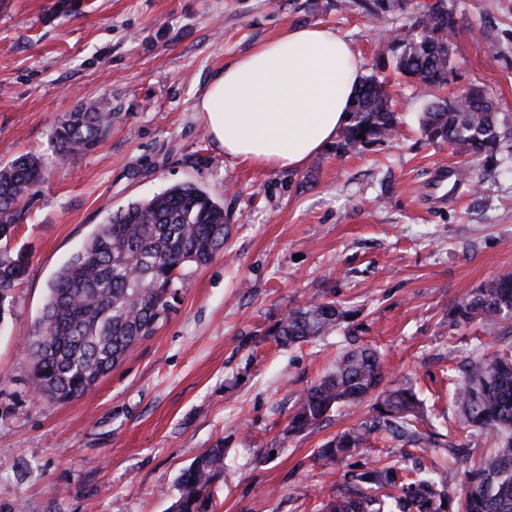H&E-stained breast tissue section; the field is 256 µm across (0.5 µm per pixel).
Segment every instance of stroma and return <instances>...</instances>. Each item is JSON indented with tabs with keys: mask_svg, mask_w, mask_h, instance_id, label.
<instances>
[{
	"mask_svg": "<svg viewBox=\"0 0 512 512\" xmlns=\"http://www.w3.org/2000/svg\"><path fill=\"white\" fill-rule=\"evenodd\" d=\"M458 19L446 96L489 92L512 120V0H449ZM349 39L364 73L380 47L358 0H0V159L39 155L46 181L26 198L13 248L27 274L0 322V512H170L176 479L224 445L209 512H319L343 474L397 460L433 468L439 449L373 440L332 466L317 451L370 415L341 408L287 432L297 396L330 371L348 337L376 348L383 387L408 381L440 429L461 428L450 361L498 347L494 330L449 329L448 309L512 272V172L428 143V92L388 75L401 119L395 140L341 154L327 147L298 172L225 157L196 108L224 65L291 26ZM106 101L109 134L64 161L54 124ZM458 173L445 205L425 190L441 166ZM190 182L224 205L228 233L192 269L155 333L83 396L37 399L25 339L55 272L109 213ZM327 296L349 310L341 329L279 345L274 325Z\"/></svg>",
	"mask_w": 512,
	"mask_h": 512,
	"instance_id": "35a3bbf8",
	"label": "stroma"
}]
</instances>
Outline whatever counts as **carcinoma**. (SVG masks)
I'll return each mask as SVG.
<instances>
[{"mask_svg":"<svg viewBox=\"0 0 512 512\" xmlns=\"http://www.w3.org/2000/svg\"><path fill=\"white\" fill-rule=\"evenodd\" d=\"M362 8L374 23L388 24L406 11L407 0H362ZM456 24L448 0L417 5L404 32L379 50L375 72L361 79L336 136V150L350 153L395 138V103L379 74L390 69L427 88L448 84L455 68L449 35ZM111 126L112 113L104 104L87 103L55 128L53 146L63 158L81 155ZM419 126L429 142L480 161L512 163V126L499 122L493 99L480 88L425 103ZM44 179L35 154L0 162V241L9 239L22 217L20 204ZM227 230L224 204L193 183L175 184L110 214L50 283L28 336L33 393L68 402L89 391L154 334L191 269L209 264L224 250ZM26 267L23 253L0 246L1 321ZM346 317L336 302L319 298L288 312L273 336L284 346L298 344L332 334ZM474 322L494 328L506 349L466 364L455 405L459 421L489 436L494 448L478 463L446 476L412 478L395 463L351 469L322 512H512V273L470 291L449 313L451 327ZM382 381L376 351L349 347L331 372L297 397L288 432L302 433L337 407L362 403ZM373 410L370 419L323 445L319 457L325 464L359 453L379 434L404 447L443 448L457 461L468 459L469 445L455 431L423 429V400L412 385L382 391ZM223 473L224 444L219 442L179 475L173 512H206L213 484Z\"/></svg>","mask_w":512,"mask_h":512,"instance_id":"1","label":"carcinoma"}]
</instances>
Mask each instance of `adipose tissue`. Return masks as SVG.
Returning <instances> with one entry per match:
<instances>
[{
  "mask_svg": "<svg viewBox=\"0 0 512 512\" xmlns=\"http://www.w3.org/2000/svg\"><path fill=\"white\" fill-rule=\"evenodd\" d=\"M361 80L346 38L293 26L225 65L197 103L225 157L263 171H297L335 139Z\"/></svg>",
  "mask_w": 512,
  "mask_h": 512,
  "instance_id": "ef3b65f1",
  "label": "adipose tissue"
}]
</instances>
